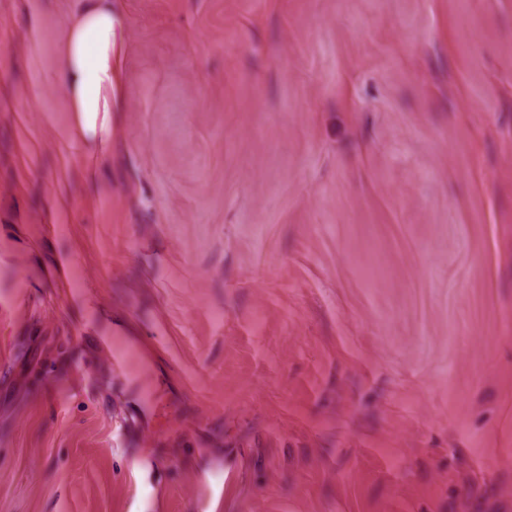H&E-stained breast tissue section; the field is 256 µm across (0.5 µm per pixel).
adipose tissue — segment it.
I'll return each instance as SVG.
<instances>
[{"label": "adipose tissue", "mask_w": 512, "mask_h": 512, "mask_svg": "<svg viewBox=\"0 0 512 512\" xmlns=\"http://www.w3.org/2000/svg\"><path fill=\"white\" fill-rule=\"evenodd\" d=\"M123 34L112 0H82L65 25L61 79L79 130L95 131L98 114L112 111L113 61Z\"/></svg>", "instance_id": "ef3b65f1"}]
</instances>
